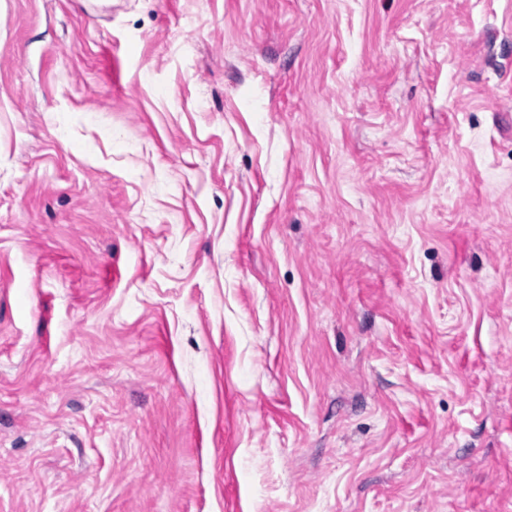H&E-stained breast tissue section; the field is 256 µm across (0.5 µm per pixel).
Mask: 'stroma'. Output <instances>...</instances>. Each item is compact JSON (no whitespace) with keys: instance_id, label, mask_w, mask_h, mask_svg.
Returning <instances> with one entry per match:
<instances>
[{"instance_id":"stroma-1","label":"stroma","mask_w":512,"mask_h":512,"mask_svg":"<svg viewBox=\"0 0 512 512\" xmlns=\"http://www.w3.org/2000/svg\"><path fill=\"white\" fill-rule=\"evenodd\" d=\"M0 512H512V0H0Z\"/></svg>"}]
</instances>
